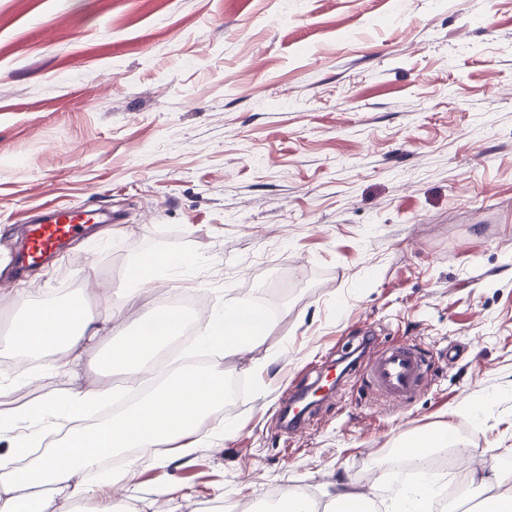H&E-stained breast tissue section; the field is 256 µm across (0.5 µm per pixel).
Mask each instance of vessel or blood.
<instances>
[{
    "mask_svg": "<svg viewBox=\"0 0 512 512\" xmlns=\"http://www.w3.org/2000/svg\"><path fill=\"white\" fill-rule=\"evenodd\" d=\"M95 221V215L81 207L70 211L50 210L45 220L28 230L27 249L23 254L25 264L52 259L82 225ZM364 369L363 380L367 391L399 404L420 393L428 382L427 354L411 343L378 350ZM299 396V390H292L286 393L280 404L281 417L291 429L299 428L305 420L304 415L293 411Z\"/></svg>",
    "mask_w": 512,
    "mask_h": 512,
    "instance_id": "b4317fda",
    "label": "vessel or blood"
}]
</instances>
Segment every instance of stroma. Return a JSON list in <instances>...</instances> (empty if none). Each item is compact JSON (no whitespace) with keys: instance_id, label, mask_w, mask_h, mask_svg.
<instances>
[{"instance_id":"35a3bbf8","label":"stroma","mask_w":512,"mask_h":512,"mask_svg":"<svg viewBox=\"0 0 512 512\" xmlns=\"http://www.w3.org/2000/svg\"><path fill=\"white\" fill-rule=\"evenodd\" d=\"M75 202L115 213L111 237L15 278L25 227ZM158 248L192 276L90 314L133 325L174 291L277 317L235 357H193L245 392L189 456L133 448L96 473L125 478L114 512L256 510L272 487L324 506L340 483L372 505L391 482L367 460L443 424L467 469L512 470V0H0V319ZM365 341L420 345L428 387L396 405L351 371L286 433L282 393ZM18 372L0 337V452L73 386L131 404L91 365Z\"/></svg>"}]
</instances>
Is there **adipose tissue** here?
Instances as JSON below:
<instances>
[{
    "label": "adipose tissue",
    "instance_id": "obj_1",
    "mask_svg": "<svg viewBox=\"0 0 512 512\" xmlns=\"http://www.w3.org/2000/svg\"><path fill=\"white\" fill-rule=\"evenodd\" d=\"M196 260L186 254L156 249L137 256L118 282L103 279L97 286L104 297L120 294L127 305H135L146 286L160 274L182 275ZM188 317L179 307L160 306L133 332L123 334L116 347L101 348L103 334L112 328L111 319L88 315L83 299L70 298L45 304H25L9 328L12 349L25 358L43 360L53 370L58 360L80 363L92 357L94 365L106 375H121L131 386L142 373L169 350L182 335ZM266 324L258 310L243 305L216 311L207 331L198 336L201 348H218L225 355L236 354L248 341L261 335ZM100 393L91 388H75L66 396L54 398L29 409L32 420L60 424L78 420L85 408L97 401ZM224 371H174L164 383L144 395L134 406L111 421L63 443L37 463L20 468L14 461L21 449L31 444L30 436L16 438L7 452L0 453V512H69L70 501L96 498L101 486L86 481L99 458L127 448H156L175 444L180 456L198 447V422L224 404ZM65 491L64 499L46 493V486ZM473 494L488 497L492 512H512V474L498 470L473 471L468 476ZM438 484L429 471L418 470L416 480L393 491V512H433Z\"/></svg>",
    "mask_w": 512,
    "mask_h": 512
}]
</instances>
